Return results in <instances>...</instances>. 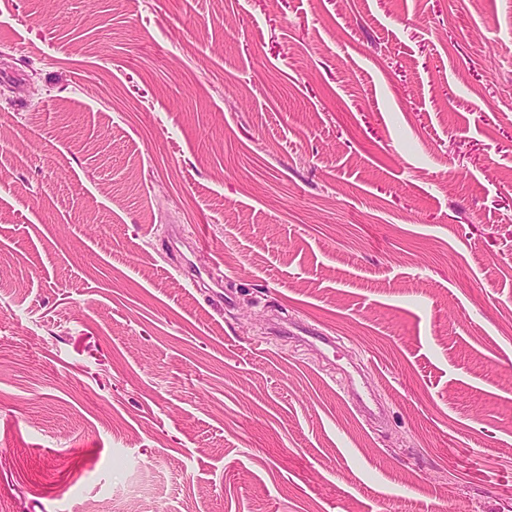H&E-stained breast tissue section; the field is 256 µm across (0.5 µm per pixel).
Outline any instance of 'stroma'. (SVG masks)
<instances>
[{
    "label": "stroma",
    "instance_id": "stroma-1",
    "mask_svg": "<svg viewBox=\"0 0 512 512\" xmlns=\"http://www.w3.org/2000/svg\"><path fill=\"white\" fill-rule=\"evenodd\" d=\"M0 512H512V0H0Z\"/></svg>",
    "mask_w": 512,
    "mask_h": 512
}]
</instances>
